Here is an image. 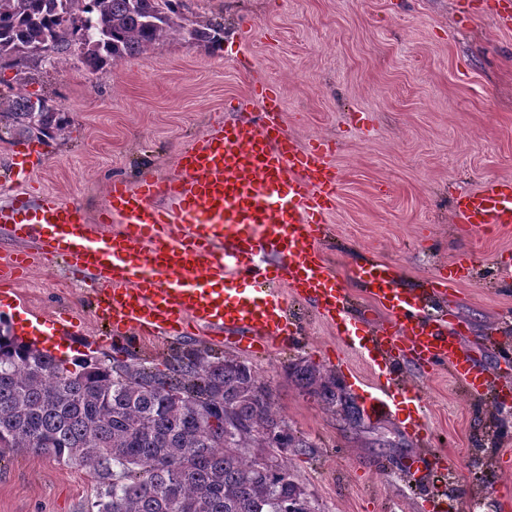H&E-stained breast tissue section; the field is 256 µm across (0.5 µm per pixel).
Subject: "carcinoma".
<instances>
[{
  "label": "carcinoma",
  "instance_id": "obj_1",
  "mask_svg": "<svg viewBox=\"0 0 512 512\" xmlns=\"http://www.w3.org/2000/svg\"><path fill=\"white\" fill-rule=\"evenodd\" d=\"M188 0H0V67L38 68L76 48L99 71L188 35L211 44L224 25L187 27ZM54 137L68 119L48 96L19 94L0 125ZM286 377L344 420L361 421L335 376L304 361ZM272 393L247 364L194 347L165 369L103 357L70 362L0 325V457L24 448L78 461L106 486L97 512H315L280 451Z\"/></svg>",
  "mask_w": 512,
  "mask_h": 512
}]
</instances>
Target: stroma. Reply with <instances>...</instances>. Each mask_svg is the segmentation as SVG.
<instances>
[{
  "label": "stroma",
  "instance_id": "1",
  "mask_svg": "<svg viewBox=\"0 0 512 512\" xmlns=\"http://www.w3.org/2000/svg\"><path fill=\"white\" fill-rule=\"evenodd\" d=\"M497 0H195L200 21L220 22L219 45L181 37L92 72L79 55L43 66L21 84L0 68V98L49 95L70 120L55 138L0 137V207L27 194L76 204L98 216L113 181L176 174L179 153L209 126L261 112L255 89L280 97L284 125L299 144L322 143L340 174L323 249L346 288L352 267L372 259L400 267L407 284L436 276L445 263L474 256L476 281L450 288L447 310L466 329L464 347L498 371L497 347L512 350V231L473 237L455 220L453 199L488 179L512 181V29ZM72 316V336L56 347L162 364L187 343L238 355L271 389L289 433L306 440L284 449L293 480L316 512H431V481L414 482L407 462L444 456L450 512H512V430L500 433L496 402L468 395L441 367L404 370L422 397L432 435L415 441L403 417L364 415L345 423L287 381L289 361L332 373L360 399L373 375L358 357L336 362V334L306 305L292 313L299 344L256 357L197 330L163 342L109 338L63 264H30L0 293V320L26 338L34 314ZM105 486L88 467L18 451L0 458V512H97Z\"/></svg>",
  "mask_w": 512,
  "mask_h": 512
}]
</instances>
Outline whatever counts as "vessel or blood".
I'll use <instances>...</instances> for the list:
<instances>
[{"mask_svg":"<svg viewBox=\"0 0 512 512\" xmlns=\"http://www.w3.org/2000/svg\"><path fill=\"white\" fill-rule=\"evenodd\" d=\"M338 185L322 145L288 137L275 98L255 121L224 122L184 149L176 176L134 188L113 183L97 221L50 195L33 210L23 198L0 208V234L26 245L0 267V282L31 255L50 264L61 258L113 335L168 339L189 322L260 355L294 344L300 332L291 304L305 302L343 351L374 372L362 390L366 410L377 418L404 414L411 435L427 441L425 413L400 364L427 374L447 367L473 396L512 388L465 350L454 318L439 307L448 286L472 280L475 266L451 260L445 275L412 288L395 263L356 266L353 278L383 318L353 315L351 293L321 247ZM454 212L475 234L511 230L512 184L489 180L459 194ZM39 322L35 342L53 344L68 333L65 319ZM441 471L427 455L408 465L414 481Z\"/></svg>","mask_w":512,"mask_h":512,"instance_id":"obj_1","label":"vessel or blood"}]
</instances>
